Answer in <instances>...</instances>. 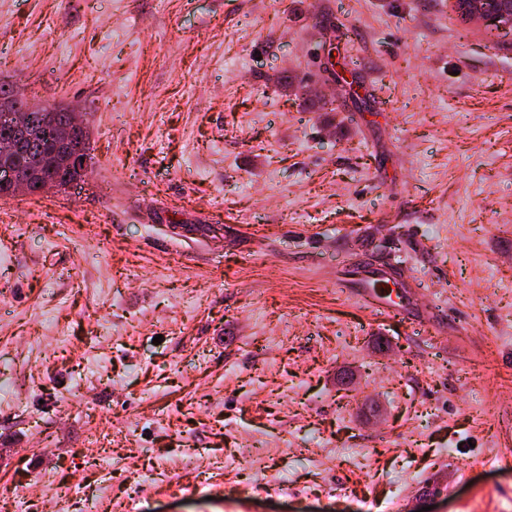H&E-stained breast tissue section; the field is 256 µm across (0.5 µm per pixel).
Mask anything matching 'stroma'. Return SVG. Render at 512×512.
Returning a JSON list of instances; mask_svg holds the SVG:
<instances>
[{"label":"stroma","mask_w":512,"mask_h":512,"mask_svg":"<svg viewBox=\"0 0 512 512\" xmlns=\"http://www.w3.org/2000/svg\"><path fill=\"white\" fill-rule=\"evenodd\" d=\"M1 83L81 113L91 174L0 199V501L512 512V31L453 0H0ZM399 253L428 333L342 287Z\"/></svg>","instance_id":"35a3bbf8"}]
</instances>
